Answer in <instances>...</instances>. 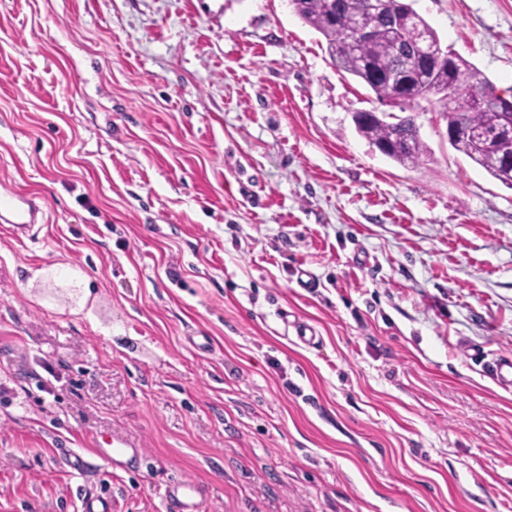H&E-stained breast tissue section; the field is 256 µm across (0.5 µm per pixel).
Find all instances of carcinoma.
<instances>
[{"label":"carcinoma","mask_w":512,"mask_h":512,"mask_svg":"<svg viewBox=\"0 0 512 512\" xmlns=\"http://www.w3.org/2000/svg\"><path fill=\"white\" fill-rule=\"evenodd\" d=\"M290 2L304 23L326 38L336 68L357 78L378 100L388 102L401 97L408 107L435 100L443 104L448 126L466 121L471 134L454 143L455 150L512 188V165L505 163L506 154H512V142L498 141L506 126L505 112L493 102L495 85L478 68L450 51L447 61L428 70L408 69L409 56L381 18L367 11L361 19L374 30V36L363 45H350L349 18L363 0ZM355 127L370 144H387L385 156L400 164L415 163L427 154V146L411 116L390 121L383 113L372 122H357Z\"/></svg>","instance_id":"1"}]
</instances>
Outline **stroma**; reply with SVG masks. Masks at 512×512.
Here are the masks:
<instances>
[{
    "label": "stroma",
    "instance_id": "obj_1",
    "mask_svg": "<svg viewBox=\"0 0 512 512\" xmlns=\"http://www.w3.org/2000/svg\"><path fill=\"white\" fill-rule=\"evenodd\" d=\"M409 2L512 88V0ZM372 109L289 0H0V512H512V189ZM374 117L373 122H354L358 133L370 144L377 147L378 143L389 146L385 156L400 163H415L427 154V146L421 139L419 127L412 116L392 119L389 114L381 113ZM0 210L11 217L7 220L9 224H13L16 233L22 232L28 224L34 223L37 213L36 205L30 199H21L8 191L0 194ZM167 500L170 512H199L203 500L202 488L193 483H184L169 490Z\"/></svg>",
    "mask_w": 512,
    "mask_h": 512
}]
</instances>
